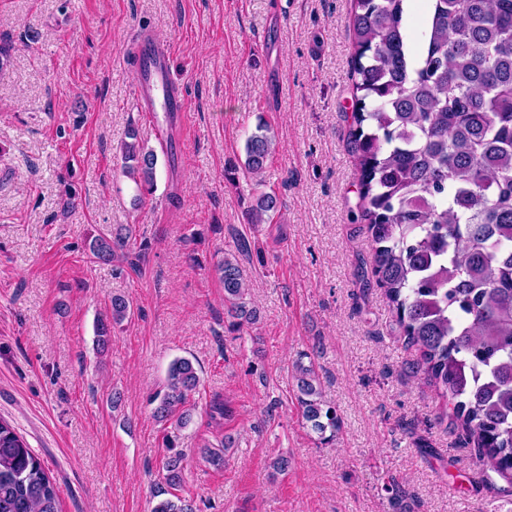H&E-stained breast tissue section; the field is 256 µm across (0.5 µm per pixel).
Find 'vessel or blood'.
Listing matches in <instances>:
<instances>
[{
	"label": "vessel or blood",
	"mask_w": 512,
	"mask_h": 512,
	"mask_svg": "<svg viewBox=\"0 0 512 512\" xmlns=\"http://www.w3.org/2000/svg\"><path fill=\"white\" fill-rule=\"evenodd\" d=\"M136 64V97L140 111L149 113L160 140L171 138L187 117L188 105L174 79V57L169 45L137 33L128 45Z\"/></svg>",
	"instance_id": "obj_1"
}]
</instances>
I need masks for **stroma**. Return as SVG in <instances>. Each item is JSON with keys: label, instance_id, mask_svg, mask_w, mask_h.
Listing matches in <instances>:
<instances>
[{"label": "stroma", "instance_id": "35a3bbf8", "mask_svg": "<svg viewBox=\"0 0 512 512\" xmlns=\"http://www.w3.org/2000/svg\"><path fill=\"white\" fill-rule=\"evenodd\" d=\"M353 0H0V418L50 469L62 512H150L168 424L147 404L170 362L200 376L180 496L197 512H512V480L478 479L452 431L453 401L413 372L358 219L351 153ZM148 30L171 44L190 104L181 163L159 158L139 196L120 146L158 143L125 52ZM275 134L260 177L246 137ZM278 208L253 225L259 192ZM136 225L138 269L92 260L93 234ZM257 323L229 331L215 270L237 238ZM132 314L105 353L112 296ZM311 355L340 428L321 439L291 375ZM120 405H113V392ZM229 409L209 415L214 397ZM235 444L214 469L204 443ZM288 457L286 471L271 467Z\"/></svg>", "mask_w": 512, "mask_h": 512}]
</instances>
